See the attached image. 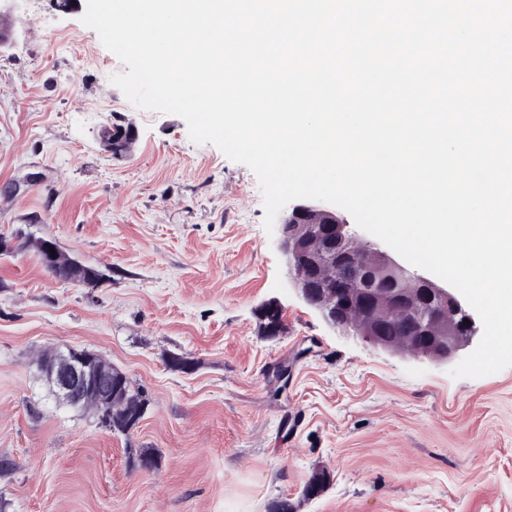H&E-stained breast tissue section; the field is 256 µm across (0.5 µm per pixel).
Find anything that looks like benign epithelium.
<instances>
[{
  "label": "benign epithelium",
  "instance_id": "obj_1",
  "mask_svg": "<svg viewBox=\"0 0 512 512\" xmlns=\"http://www.w3.org/2000/svg\"><path fill=\"white\" fill-rule=\"evenodd\" d=\"M134 133L106 129L109 151L122 155ZM290 279L309 305L343 333L385 350L446 362L467 346L477 325L456 289L404 265L396 254L363 239L334 211L298 204L278 224ZM89 358L71 348L57 357L54 382L71 403L85 399Z\"/></svg>",
  "mask_w": 512,
  "mask_h": 512
}]
</instances>
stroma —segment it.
<instances>
[{
	"label": "stroma",
	"instance_id": "1",
	"mask_svg": "<svg viewBox=\"0 0 512 512\" xmlns=\"http://www.w3.org/2000/svg\"><path fill=\"white\" fill-rule=\"evenodd\" d=\"M84 11L0 0V512H512V367L455 379L332 327L292 285L255 174L134 107ZM116 124L135 130L121 157L100 135ZM33 238L105 281L56 278ZM70 347L146 392L137 427L62 403L38 357ZM133 448L161 468L133 467Z\"/></svg>",
	"mask_w": 512,
	"mask_h": 512
}]
</instances>
